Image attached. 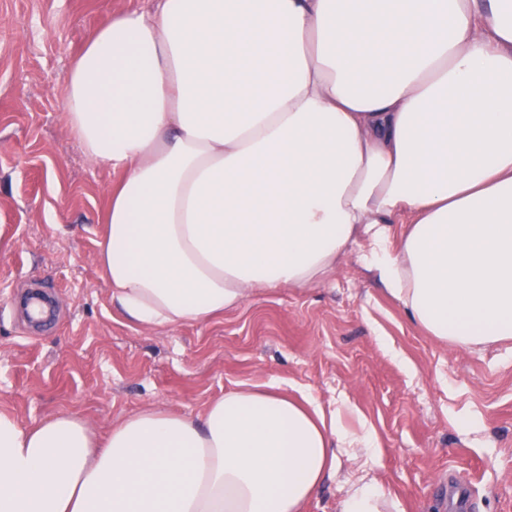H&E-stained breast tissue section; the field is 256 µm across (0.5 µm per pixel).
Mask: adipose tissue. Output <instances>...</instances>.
Here are the masks:
<instances>
[{
	"label": "adipose tissue",
	"instance_id": "obj_1",
	"mask_svg": "<svg viewBox=\"0 0 512 512\" xmlns=\"http://www.w3.org/2000/svg\"><path fill=\"white\" fill-rule=\"evenodd\" d=\"M64 88L86 156L124 173L99 262L130 324L307 291L360 243L437 340H512V0H157L96 30ZM374 448L268 385L102 444L71 413L0 412V512H301ZM337 512L399 510L367 467Z\"/></svg>",
	"mask_w": 512,
	"mask_h": 512
}]
</instances>
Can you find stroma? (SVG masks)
<instances>
[{
  "label": "stroma",
  "instance_id": "35a3bbf8",
  "mask_svg": "<svg viewBox=\"0 0 512 512\" xmlns=\"http://www.w3.org/2000/svg\"><path fill=\"white\" fill-rule=\"evenodd\" d=\"M155 0H0V411H62L98 436L147 408L198 416L241 383L312 394L376 439L399 512H512V348L455 349L414 324L359 250L331 282L257 292L199 325L142 328L98 259L122 171L89 160L63 83L92 33Z\"/></svg>",
  "mask_w": 512,
  "mask_h": 512
}]
</instances>
